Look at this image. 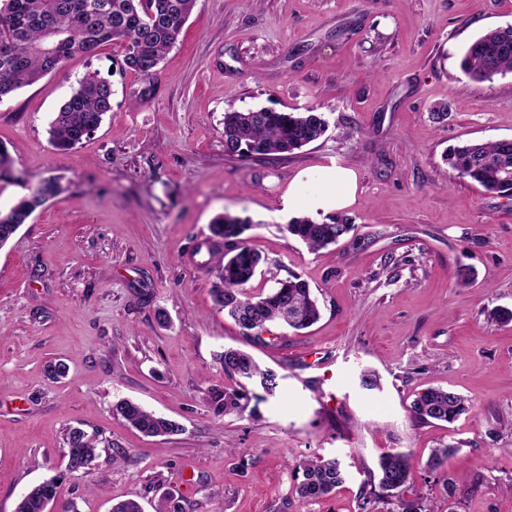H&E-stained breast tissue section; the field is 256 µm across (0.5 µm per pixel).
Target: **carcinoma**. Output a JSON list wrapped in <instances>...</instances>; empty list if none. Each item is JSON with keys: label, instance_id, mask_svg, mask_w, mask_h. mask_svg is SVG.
I'll use <instances>...</instances> for the list:
<instances>
[{"label": "carcinoma", "instance_id": "obj_1", "mask_svg": "<svg viewBox=\"0 0 512 512\" xmlns=\"http://www.w3.org/2000/svg\"><path fill=\"white\" fill-rule=\"evenodd\" d=\"M197 0H0V101L22 87L59 70L76 55L96 56L111 42L124 43L123 67L142 76L150 75L177 42L180 31ZM460 68L474 80H491L512 73V26L486 31L466 49ZM112 84L92 73L60 105L49 127V141L68 151L97 130L112 111ZM327 131L323 113L316 108L303 112L248 109L224 113V150L247 159L287 154L318 139ZM448 163L458 177L478 183L485 191L512 195V139L495 142L469 141L450 149ZM62 188L59 179L47 177L28 188L6 212H0V239H12L33 212ZM248 217L220 214L209 225L212 246L224 245V264L218 268L209 289L218 309L238 324L242 334L255 344L265 343L263 333L271 322L292 321L287 326L305 329L320 318L308 282L291 273L266 294L249 295L247 285L255 278L261 255L249 247L243 234L250 229ZM354 229L349 219L328 216L320 221L296 217L287 231L318 251L338 242ZM224 372L257 385L267 397L277 396L281 377L262 367L250 354L226 349L217 355ZM251 397L242 384L210 393L217 416L243 412ZM472 407L471 400L451 390L428 388L411 404L419 421L454 422ZM112 411L146 436L174 435L182 431L175 422L128 400H119ZM66 456L85 470L96 455V438L74 427L66 437ZM455 446L432 450L424 472L436 486L452 494L444 467ZM295 494L302 501L324 499L345 481V471L335 458L317 456L294 468ZM410 455L396 448L384 453L376 470L368 473L357 497V512H433L430 499L407 496L414 486ZM58 479H49L25 494L16 512H48L58 496Z\"/></svg>", "mask_w": 512, "mask_h": 512}]
</instances>
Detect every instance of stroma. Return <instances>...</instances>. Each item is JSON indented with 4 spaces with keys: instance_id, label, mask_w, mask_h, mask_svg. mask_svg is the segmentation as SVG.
I'll list each match as a JSON object with an SVG mask.
<instances>
[{
    "instance_id": "35a3bbf8",
    "label": "stroma",
    "mask_w": 512,
    "mask_h": 512,
    "mask_svg": "<svg viewBox=\"0 0 512 512\" xmlns=\"http://www.w3.org/2000/svg\"><path fill=\"white\" fill-rule=\"evenodd\" d=\"M512 25V0H197L155 72L121 67L122 45L0 101V145L15 180L0 209L49 176L65 187L0 249V512L59 473L60 502L110 512L163 496L182 512H357L380 456L422 468L457 446L453 494L440 512H512V197L459 178L448 150L512 139V74L465 76L460 57L485 31ZM90 71L112 84V111L63 152L54 112ZM323 112L327 132L288 154L224 153V114ZM339 165L358 179L354 229L314 252L288 234L296 175ZM222 213L251 217L265 259L249 292L305 278L320 320L272 325L246 340L214 306L219 262L206 241ZM475 270L468 288L460 268ZM166 323H159L158 314ZM237 347L281 377L251 413L215 416L211 389L231 385L216 355ZM64 364V378L47 374ZM379 386L360 385L362 371ZM442 387L473 408L453 424L415 420L418 393ZM130 399L178 423L147 437L112 413ZM97 438L87 471L67 473L65 439ZM342 461L346 481L317 502L293 496L294 467Z\"/></svg>"
}]
</instances>
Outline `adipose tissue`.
I'll return each instance as SVG.
<instances>
[{
  "label": "adipose tissue",
  "instance_id": "1",
  "mask_svg": "<svg viewBox=\"0 0 512 512\" xmlns=\"http://www.w3.org/2000/svg\"><path fill=\"white\" fill-rule=\"evenodd\" d=\"M357 190L354 171L339 166L318 167L301 172L289 185L288 209L327 215L351 205Z\"/></svg>",
  "mask_w": 512,
  "mask_h": 512
}]
</instances>
